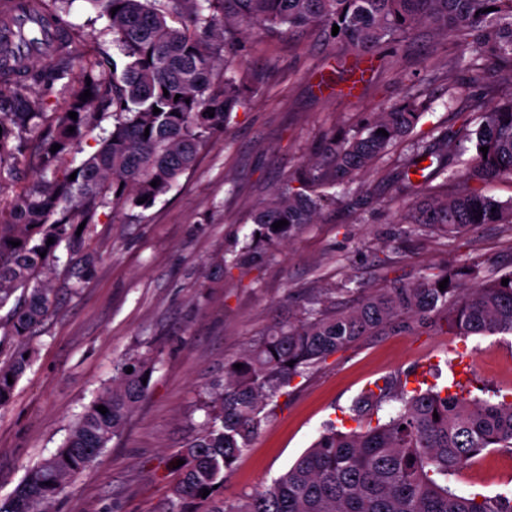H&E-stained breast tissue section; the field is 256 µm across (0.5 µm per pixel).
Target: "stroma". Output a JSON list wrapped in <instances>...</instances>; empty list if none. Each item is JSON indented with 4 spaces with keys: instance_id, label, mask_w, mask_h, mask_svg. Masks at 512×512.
Wrapping results in <instances>:
<instances>
[{
    "instance_id": "35a3bbf8",
    "label": "stroma",
    "mask_w": 512,
    "mask_h": 512,
    "mask_svg": "<svg viewBox=\"0 0 512 512\" xmlns=\"http://www.w3.org/2000/svg\"><path fill=\"white\" fill-rule=\"evenodd\" d=\"M84 40L79 55L112 49L106 20L85 0L67 16ZM462 47L419 29L399 52L384 51L365 71L353 52L315 30L286 35L250 30L232 66L252 87L222 133L200 149L194 167L155 204L131 219L104 208L81 249L94 253L82 286L57 278L51 316L36 328L30 367L0 409V499L26 466L54 453L76 418L112 378L113 362L163 349L148 391L92 469L53 502L52 512H167L177 477L164 461L203 419L199 394L222 377L273 324L298 318L313 301L351 304L353 288L415 282L424 273L512 265V228L483 224L458 236L411 235L398 219L417 193L394 183L414 139L437 126L457 130L460 114L479 123L477 102L512 95L499 75L473 80ZM408 97L430 101L411 137L394 143L354 178L369 199L357 211L329 207L321 221L283 244L251 243L253 210L327 138L357 135L377 114ZM252 244V243H251ZM469 373L464 396L512 394V335L454 336L443 330L369 336L295 377L272 403L261 433L224 482L233 498L270 485L319 437L327 421L353 428L350 407L376 382L435 370L440 383ZM464 495L512 492V452H483L450 475Z\"/></svg>"
}]
</instances>
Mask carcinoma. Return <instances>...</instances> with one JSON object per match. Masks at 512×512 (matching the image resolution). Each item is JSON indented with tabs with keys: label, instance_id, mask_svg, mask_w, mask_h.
I'll return each mask as SVG.
<instances>
[{
	"label": "carcinoma",
	"instance_id": "1",
	"mask_svg": "<svg viewBox=\"0 0 512 512\" xmlns=\"http://www.w3.org/2000/svg\"><path fill=\"white\" fill-rule=\"evenodd\" d=\"M108 20L120 60L100 56L73 70V26L52 45L49 56L28 52L17 71L0 67V183L28 156L34 183L14 198L8 216L0 213V409L30 365L32 331L51 315L57 290L59 251H75L99 209L146 210L190 170L202 145L224 131L234 110L246 101L242 80H215L218 62L237 55L244 25L286 33L315 29L332 34L349 50L375 55L395 50L419 26L464 44L471 55L512 80V0H86ZM32 12L59 18V0H32ZM118 8L111 13L112 8ZM493 11H488V8ZM65 91L58 112H47L46 92ZM90 90L91 97L81 94ZM169 95H164V92ZM179 100H174V97ZM161 109L153 114V108ZM214 109L208 116L207 109ZM482 120L468 119L450 134L436 127L432 144L405 160L397 178L406 189L428 186L448 166L469 183L448 197H426L404 213L408 232L454 237L478 224L512 227V201L484 193L482 185L512 177V96L479 105ZM428 103L403 100L376 115L366 134L328 141L320 159L309 161L254 212L259 240H288L320 221L326 208L356 209L362 199L348 188L352 176L370 168L394 142L409 136ZM77 113V119L69 113ZM112 118L98 149L76 161L89 128ZM75 132H68L69 128ZM383 129L387 135L378 133ZM149 136H144V133ZM60 149L51 152V146ZM488 147V152L480 148ZM431 159L430 171L420 166ZM75 179H70L71 174ZM421 180L415 182L412 176ZM157 186H151L152 181ZM340 187L335 194L331 189ZM145 197L142 204L137 200ZM279 220L288 225L275 229ZM54 243L47 244L48 238ZM20 242L14 247L11 242ZM45 256H40V253ZM83 284L93 265L83 258L64 266ZM473 282L468 286L463 279ZM509 279L508 285L501 284ZM448 280L445 290L439 283ZM440 327L459 336L512 333V269L484 274L478 267L453 268L418 283H394L334 310L311 304L299 319L278 323L236 360L224 377L201 393L205 418L176 452L184 460L170 487L168 512H512L504 494L461 495L448 476L489 448H512V401L470 399L450 386L430 385L397 395V381L383 379L351 406L358 426L336 423L270 485L234 498L222 496L224 479L271 416L268 405L303 374L347 345L389 331ZM162 348L125 356L113 363L104 387L71 426L63 445L26 469L0 512H49V505L75 478L90 470L120 434L154 372ZM294 361L293 366L287 362ZM241 364L237 370L234 365ZM133 368L127 372V368ZM13 383H8V380ZM395 399L382 423H372L382 404ZM103 405L102 414L97 407ZM438 417H433V414ZM210 490L203 497V490Z\"/></svg>",
	"mask_w": 512,
	"mask_h": 512
}]
</instances>
